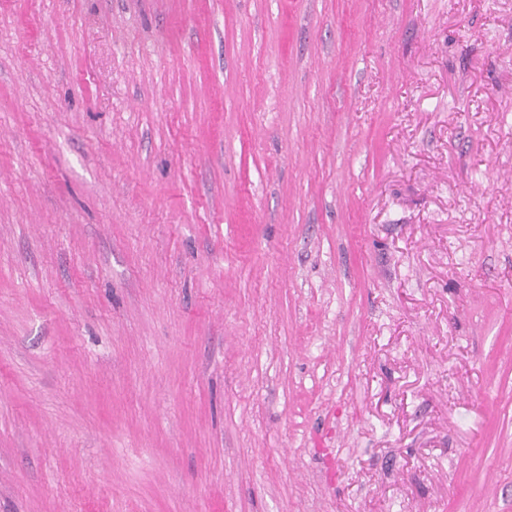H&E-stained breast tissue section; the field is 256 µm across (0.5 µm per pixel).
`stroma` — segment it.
<instances>
[{"label": "stroma", "mask_w": 512, "mask_h": 512, "mask_svg": "<svg viewBox=\"0 0 512 512\" xmlns=\"http://www.w3.org/2000/svg\"><path fill=\"white\" fill-rule=\"evenodd\" d=\"M0 512H512V0H0Z\"/></svg>", "instance_id": "obj_1"}]
</instances>
